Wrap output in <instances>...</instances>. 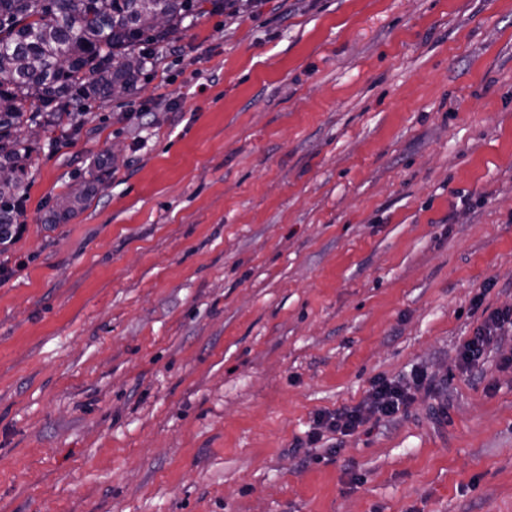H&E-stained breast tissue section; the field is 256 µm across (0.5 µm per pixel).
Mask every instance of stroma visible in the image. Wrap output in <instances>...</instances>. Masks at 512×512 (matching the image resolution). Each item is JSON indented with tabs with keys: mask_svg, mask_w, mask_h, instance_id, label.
I'll list each match as a JSON object with an SVG mask.
<instances>
[{
	"mask_svg": "<svg viewBox=\"0 0 512 512\" xmlns=\"http://www.w3.org/2000/svg\"><path fill=\"white\" fill-rule=\"evenodd\" d=\"M18 134L0 512H512V331L457 360L512 309V0L207 12L79 132ZM506 325L512 330V313L509 310H497L489 313L481 325L477 327L472 339L463 344L458 355L461 368H469L482 359L493 333L502 330ZM411 386L400 381L378 378L372 384L367 399L353 407H344L336 412L317 414L316 427L307 439L308 445L316 444L322 430L341 435H351L360 427L375 418L381 421L396 417L406 410L410 402Z\"/></svg>",
	"mask_w": 512,
	"mask_h": 512,
	"instance_id": "1",
	"label": "stroma"
}]
</instances>
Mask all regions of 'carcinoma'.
Masks as SVG:
<instances>
[{
  "label": "carcinoma",
  "instance_id": "cac0c4a2",
  "mask_svg": "<svg viewBox=\"0 0 512 512\" xmlns=\"http://www.w3.org/2000/svg\"><path fill=\"white\" fill-rule=\"evenodd\" d=\"M206 0H0V235L17 215L31 145L13 135L29 121L50 124L64 111L86 113V101L132 95L148 55L143 43L174 39ZM164 24L155 25L157 17ZM88 191L70 192L71 214Z\"/></svg>",
  "mask_w": 512,
  "mask_h": 512
}]
</instances>
